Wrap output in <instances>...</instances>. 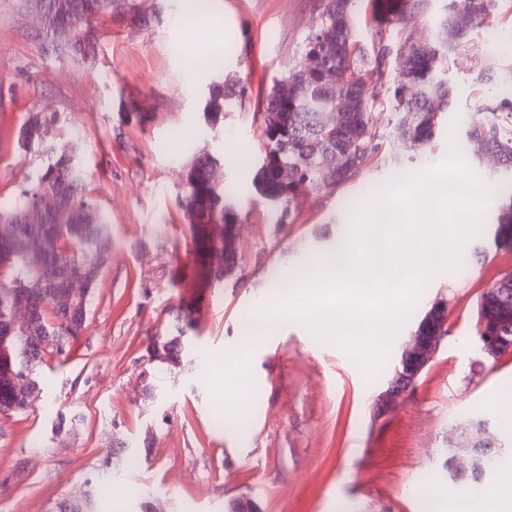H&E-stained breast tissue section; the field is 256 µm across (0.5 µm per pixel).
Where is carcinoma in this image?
Returning a JSON list of instances; mask_svg holds the SVG:
<instances>
[{
  "mask_svg": "<svg viewBox=\"0 0 512 512\" xmlns=\"http://www.w3.org/2000/svg\"><path fill=\"white\" fill-rule=\"evenodd\" d=\"M46 22L43 35L57 50L74 58L86 59L94 53L88 32L100 15H139L137 0H42ZM398 0H387L386 20L374 31L370 47L355 40V0H321L316 25L306 37L305 57L314 56L318 68L301 63L277 82L265 97L260 113L265 139V157L254 178L259 192L280 208L279 223L291 212L301 195L310 191L334 189L349 181L379 152L378 135L372 130L379 105L377 82L385 75L392 55L403 59L394 80L393 99L399 119L398 137L424 148L435 137L448 115L451 90L447 80L448 54L469 36L472 29L490 17L489 0H451L448 14L436 35L427 42L406 39L394 44L390 38ZM339 72L346 91L356 99V109L336 113L330 125L322 119L323 110L332 106L336 89L324 83L320 70ZM505 92L484 111L505 114L504 126L486 120L471 127L460 149L477 159L493 154L498 164L512 171V70L503 80ZM239 95L234 85L214 83L204 108V117L214 124L224 108ZM50 122L39 113L28 115L18 135L25 148L45 139ZM219 160L202 153L190 162L187 171L188 194L184 207L199 250L205 254L224 251V225L232 222V199L237 189H216L211 172ZM297 172L288 183L279 177L282 167ZM67 195L83 207L74 224H57L49 208L50 199ZM493 244L512 251V192L501 199L493 224ZM43 242L46 253L41 267L31 265L19 239ZM110 257L109 223L87 189L84 174L72 156L62 154L39 170L28 186L14 197L0 198V413L29 409L39 395L36 374L45 355L67 352L72 339L84 330L96 282ZM84 282L81 298L62 306L58 296L68 290L71 279ZM481 298L506 297L512 313V273L500 278ZM26 301L27 318L19 324L15 310L18 299ZM176 335L157 342L151 357L177 366L185 350L183 338L193 329V315L187 308L168 312ZM477 322L496 326L512 336V318L500 323L486 304L477 303ZM467 451L473 466L456 473L455 480L474 487L480 485L487 466L512 462L498 448L484 450L473 438ZM55 512H95L89 499H63Z\"/></svg>",
  "mask_w": 512,
  "mask_h": 512,
  "instance_id": "cac0c4a2",
  "label": "carcinoma"
}]
</instances>
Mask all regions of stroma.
Masks as SVG:
<instances>
[{"label":"stroma","mask_w":512,"mask_h":512,"mask_svg":"<svg viewBox=\"0 0 512 512\" xmlns=\"http://www.w3.org/2000/svg\"><path fill=\"white\" fill-rule=\"evenodd\" d=\"M147 16L106 15L95 23V54L55 53L22 0H0V194L17 195L29 174L61 152L84 170L92 196L109 213L111 258L98 280L87 326L65 356H48L40 393L22 413L0 415V512H53L63 499L92 498L97 512H138L132 489L163 494L153 512H223L251 500L257 512H424L423 503L466 497L467 484L442 470L451 438L471 420L512 452V416L495 396L512 393V355L491 361L474 343L481 294L512 272L492 226L512 179L492 160H470L490 189L478 234L459 266L438 272L390 345L374 377L333 342L301 323H281L253 345L247 431L223 417L208 369L239 345L242 317L282 291L289 271L348 238L361 199L388 192L393 178L445 159L465 140L482 105L512 68V0H495L492 23L471 31L448 57L452 105L436 139L418 149L394 135L390 92L379 87L374 128L382 148L351 181L302 197L286 223L256 190L234 205L238 265L212 286L199 271L217 266L192 242L182 202L187 164L207 152L220 182L252 180L265 153L259 114L275 80L302 61L320 0H207L209 16L182 18L184 0H141ZM401 38H431L448 0H401ZM206 42L205 64H189ZM488 81L478 82L479 73ZM242 94L216 125L202 99L212 83ZM51 117L45 141L19 148L29 113ZM447 298L448 336L414 390L375 417V401L401 346L437 298ZM191 308V360L159 364L148 346L164 338L168 310ZM136 445L141 463L102 483L111 441Z\"/></svg>","instance_id":"obj_1"}]
</instances>
